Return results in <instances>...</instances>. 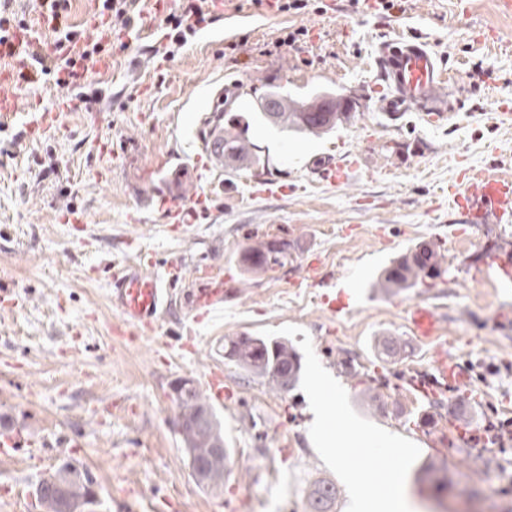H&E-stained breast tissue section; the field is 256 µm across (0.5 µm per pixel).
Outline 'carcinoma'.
<instances>
[{"instance_id":"carcinoma-1","label":"carcinoma","mask_w":512,"mask_h":512,"mask_svg":"<svg viewBox=\"0 0 512 512\" xmlns=\"http://www.w3.org/2000/svg\"><path fill=\"white\" fill-rule=\"evenodd\" d=\"M350 119L348 112H323L321 106L309 101L298 102L283 95L277 102V111L263 112L260 120L286 132L320 133L333 129L337 123ZM257 145L249 136V126L235 118L224 121V165L242 163L256 158ZM242 260L255 273H265L288 263V242L281 248L269 247V242L258 241L247 247ZM445 255L434 244H422L414 251L394 260L384 268L375 287L386 294H397L409 288H432L436 280L447 272ZM224 358L235 363L244 372L267 379L279 392L286 393L296 384L301 371L300 356L286 340L270 341L257 336H235L224 339ZM180 433L184 449L204 448L215 442H224L222 425L216 413L194 386L176 399ZM66 482V494L39 480L34 490L35 507L39 512H63L64 498L75 503H87L93 480L70 463L53 471ZM332 482H314L308 496L309 512H331L337 498Z\"/></svg>"}]
</instances>
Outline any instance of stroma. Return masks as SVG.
I'll return each mask as SVG.
<instances>
[{"label": "stroma", "instance_id": "1", "mask_svg": "<svg viewBox=\"0 0 512 512\" xmlns=\"http://www.w3.org/2000/svg\"><path fill=\"white\" fill-rule=\"evenodd\" d=\"M219 13L172 58L113 37L111 71L90 77V98L50 129L24 125L53 110L59 90L46 79L24 86V120L0 123V290L11 294L0 303V432L24 439L0 456V512H34L39 479L66 462L92 478L97 512H308L310 485L336 476L310 442L306 395L276 392L224 357L225 337L284 326L311 339L360 416L420 445L410 497L433 501L422 473L431 463L453 483L450 501L472 495L512 512V434L496 446L464 442L453 426L479 430L512 412V322L497 320L512 314V279L486 264L512 254V223H464L448 191L466 169L512 175V16L495 0H469L463 15L457 0H406L389 17L349 0L275 14L224 0ZM289 28L307 29L306 44L280 45ZM398 35L429 43L453 72L459 111L448 124L380 110L374 50ZM230 85L224 110L260 147L235 171L202 142L213 98ZM270 92L337 101L351 118L325 134H287L256 114ZM329 156L355 163L347 182L314 175ZM176 166L187 191L215 185L193 224L166 223L155 206ZM69 212L84 224L63 222ZM270 239L288 241L287 264L247 273L244 248ZM424 243L445 254L436 287L373 288L383 267ZM177 260V303L157 330L132 342L114 335L113 263L160 273ZM211 279L226 288L223 318L187 320L188 293ZM341 297L349 310L339 316L330 304ZM415 302L440 318L430 340L405 318ZM387 338L401 346L396 359L380 354ZM441 350L467 377L434 407L403 383L429 373ZM212 368L232 391L216 410L234 465L219 492L192 475L171 391ZM441 434L445 447H426ZM490 471L511 479L487 484Z\"/></svg>", "mask_w": 512, "mask_h": 512}]
</instances>
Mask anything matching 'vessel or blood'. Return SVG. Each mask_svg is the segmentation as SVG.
Segmentation results:
<instances>
[{"instance_id":"vessel-or-blood-1","label":"vessel or blood","mask_w":512,"mask_h":512,"mask_svg":"<svg viewBox=\"0 0 512 512\" xmlns=\"http://www.w3.org/2000/svg\"><path fill=\"white\" fill-rule=\"evenodd\" d=\"M172 4V0H148L140 14L139 24L125 30V43L133 44L150 40L163 43L157 19ZM40 32L33 27L17 29L12 36L14 56H24L31 48L39 46ZM380 79L387 92L382 98L386 111L401 112L416 107L427 121L442 123L452 120L458 104L452 97V80L439 57L425 42L413 37L400 36L382 42L376 58ZM16 73L0 67V122L14 119L18 112V96L14 93ZM455 202L462 214L473 224H508L512 222V176L491 170L470 171L463 175L453 190ZM210 200L208 189L187 194L179 181H171L162 197L161 206L167 223L192 224L205 212ZM161 275H147L132 266L117 267L110 276L112 304L120 312L123 325L155 328L172 304L173 295L162 286ZM224 308V283L214 281L196 289L188 298L190 316L213 315ZM407 312L418 337L428 338L437 331L435 313L413 304ZM465 374L456 363L444 354H437L432 371L423 380L409 379V386L428 394L446 389L448 383L463 380ZM204 386L210 404L221 406L229 399L230 391L224 384L222 372L206 374Z\"/></svg>"}]
</instances>
